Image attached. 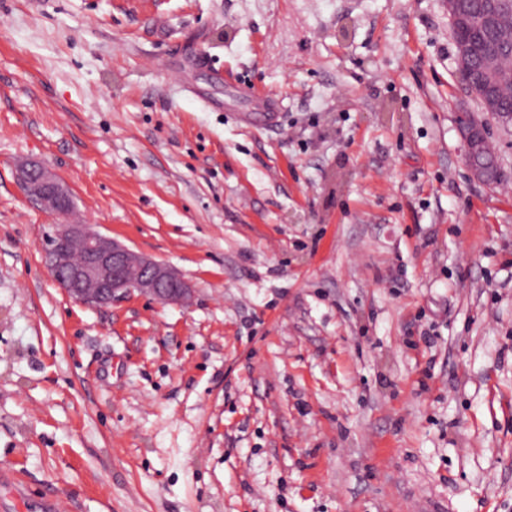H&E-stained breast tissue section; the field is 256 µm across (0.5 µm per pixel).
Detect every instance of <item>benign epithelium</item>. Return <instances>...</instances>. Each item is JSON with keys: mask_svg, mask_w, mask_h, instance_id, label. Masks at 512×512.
<instances>
[{"mask_svg": "<svg viewBox=\"0 0 512 512\" xmlns=\"http://www.w3.org/2000/svg\"><path fill=\"white\" fill-rule=\"evenodd\" d=\"M443 6L452 31L461 33L470 26L462 0H443ZM497 78L495 61L490 59L483 70L465 81V89L477 103L481 115L458 123L467 167L472 177L486 186L499 184V179L478 161L490 144L488 120L503 129L512 128V116L498 111L496 90L492 85ZM21 185L26 194L55 211L61 210L69 199L53 176L35 164L23 170ZM56 238H78L83 243L80 256L72 257L56 245L48 252L53 277L80 303L105 307L134 291L179 301L189 293L186 282L169 265L130 250L98 232L91 224H60Z\"/></svg>", "mask_w": 512, "mask_h": 512, "instance_id": "7a95c632", "label": "benign epithelium"}]
</instances>
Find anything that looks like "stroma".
<instances>
[{
	"instance_id": "stroma-1",
	"label": "stroma",
	"mask_w": 512,
	"mask_h": 512,
	"mask_svg": "<svg viewBox=\"0 0 512 512\" xmlns=\"http://www.w3.org/2000/svg\"><path fill=\"white\" fill-rule=\"evenodd\" d=\"M474 106L442 0H0V512H512V136L471 179ZM61 224L189 299L75 301ZM279 111L275 100L268 96H255L250 110L241 115V119L257 126L273 127L278 123ZM20 183L27 195L34 196L44 206L55 211L62 212V205L69 199L53 176L35 164L23 170Z\"/></svg>"
}]
</instances>
